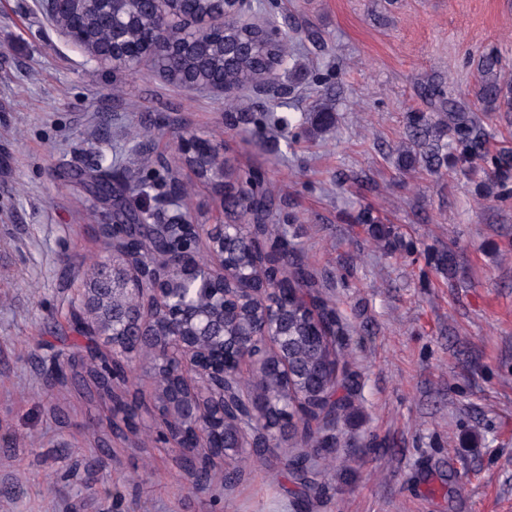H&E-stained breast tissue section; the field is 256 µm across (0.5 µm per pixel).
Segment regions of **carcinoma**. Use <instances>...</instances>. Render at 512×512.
<instances>
[{
    "mask_svg": "<svg viewBox=\"0 0 512 512\" xmlns=\"http://www.w3.org/2000/svg\"><path fill=\"white\" fill-rule=\"evenodd\" d=\"M74 9L81 14L85 35L91 46L104 45L114 38L112 25L102 23L105 10L114 11L121 32L117 48H141L146 44L148 32L160 26V11L166 10L185 19L209 16L220 9L217 0H170L168 4H155L152 0H116L106 6L100 0H75ZM167 40L174 44L178 56L167 67V80L179 83L190 76L199 81L224 83L233 89L226 96L230 107L238 103L234 90H241L249 79L264 77L273 70L278 60L288 58V35L271 40L261 29L243 31L234 19L224 25V36L206 31L196 34L190 45L184 43L182 30L167 32ZM481 67L490 75L481 89V98L487 109L501 108L512 112V85L494 76L498 59L491 53L483 56ZM312 112L318 126L336 123V113L323 101L316 100ZM451 123L456 139L454 146L440 143L437 128ZM485 140L470 117L461 111L420 113L409 125L406 141L399 149L404 168L421 164L433 173L452 162L470 164L485 156ZM184 162L194 168L198 179L208 181L210 169L219 164L218 155L207 159L189 157ZM90 188L111 191L113 201L130 209L124 197L129 190L137 195L146 191L141 184L119 187L112 183V169L99 167L89 174ZM163 197L167 200L186 197V192L174 174L166 171L163 178ZM224 208L239 210L246 217L239 235L224 242V287L238 289L236 300L224 304V335L234 336L240 328L261 319L265 302L279 305L282 321L281 336L288 339L291 379L284 380L278 362L267 349L260 348L261 364L254 369L253 380L245 381L235 367L226 371L224 384L235 398H247L255 406V413L263 425L276 424L286 413L296 416L300 426L288 432V440L295 452L285 459V470L299 485L305 498L317 497L322 492L318 477L325 475L336 443V423L348 408L350 397L358 389L355 374L348 368L353 352L351 344L342 338L343 327L336 311L312 295L314 282L299 262L296 251L288 247L286 225L270 227L271 210L266 195L255 192L252 183L224 196ZM362 223L378 241L389 247L396 246L391 230L379 223L371 214L363 215ZM140 229L132 224H116L113 229H102L103 248H112V237L133 239L141 250L146 265L156 264L164 257L169 262L172 279L186 282L173 263L175 256L191 252L187 236L172 230H161L151 237H138ZM180 297L189 301L181 311L182 322L189 328L216 313L211 294L204 288L189 285ZM97 307L101 311L117 310L123 324L116 327L118 335L107 337V343H116L120 369L112 373V359L105 355L93 356L98 349L97 337L83 331L76 320L80 305H72L73 329L85 343H74L67 363H55L40 369L44 386L54 388L74 383L92 403L105 401L115 408V414L106 421L93 425V432H108L117 437H139L142 414L136 380L140 375L153 379L157 415L163 414V405L169 400L168 389L180 378L173 352L158 347L157 342L167 335L164 313L157 311L155 330L149 336H132L125 323L141 310L136 295L106 290L99 295ZM185 479L192 488L203 491L213 481V470L208 463L186 470Z\"/></svg>",
    "mask_w": 512,
    "mask_h": 512,
    "instance_id": "1",
    "label": "carcinoma"
}]
</instances>
